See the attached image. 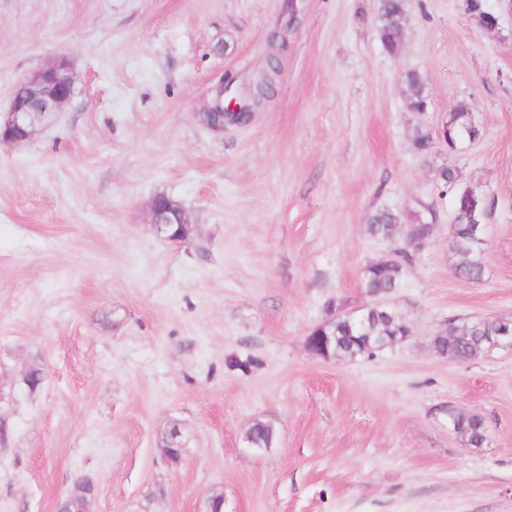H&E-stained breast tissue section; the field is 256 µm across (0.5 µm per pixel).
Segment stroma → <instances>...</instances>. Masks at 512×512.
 Listing matches in <instances>:
<instances>
[{
	"instance_id": "35a3bbf8",
	"label": "stroma",
	"mask_w": 512,
	"mask_h": 512,
	"mask_svg": "<svg viewBox=\"0 0 512 512\" xmlns=\"http://www.w3.org/2000/svg\"><path fill=\"white\" fill-rule=\"evenodd\" d=\"M301 21L253 119L216 134L197 113L219 83L266 66L289 7ZM379 0H0V111L54 57L77 89L27 141L0 143V512H512V350L470 362L435 336L512 318V14L483 29L465 0H406L399 55ZM417 73L426 111L408 105ZM466 106L481 136L417 153ZM494 202L484 277L455 278L452 194ZM167 195L195 229L159 237ZM430 207L428 243L390 305L410 336L374 357L306 347L337 308L370 304L378 208ZM250 360L248 368L239 363ZM44 379L28 390L24 378ZM480 415L464 445L449 409ZM258 422L276 432L256 454ZM185 449L172 461L166 432ZM151 224L157 235L175 243H187L189 240L190 225L182 206L171 198L162 201L156 197L149 203ZM172 215L173 218H171ZM171 224H178L180 230L169 233L167 228Z\"/></svg>"
}]
</instances>
